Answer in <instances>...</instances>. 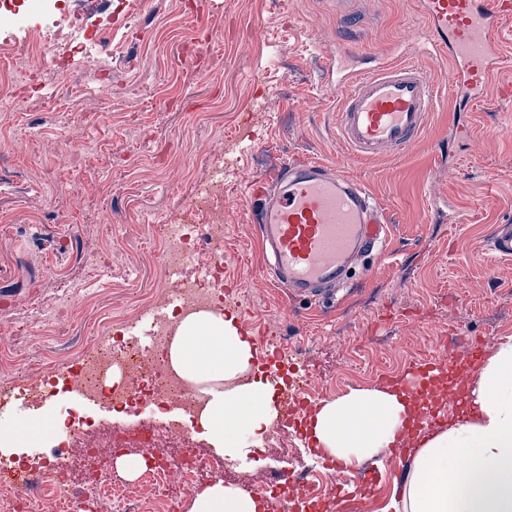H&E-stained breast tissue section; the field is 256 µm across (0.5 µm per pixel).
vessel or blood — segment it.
I'll use <instances>...</instances> for the list:
<instances>
[{
    "label": "vessel or blood",
    "instance_id": "vessel-or-blood-1",
    "mask_svg": "<svg viewBox=\"0 0 512 512\" xmlns=\"http://www.w3.org/2000/svg\"><path fill=\"white\" fill-rule=\"evenodd\" d=\"M433 50L452 66L453 91L463 105L512 96L502 80L512 57L502 48L512 25V0H417ZM354 52L337 51L327 69L342 92L340 138L362 158L403 154L425 130L436 105L433 82L413 63L391 62L367 70ZM248 195L260 204L259 232L271 280L296 297L314 298L344 284L356 261L384 253L388 225L367 187L321 161L285 166L273 180L251 183ZM494 258L512 259V225H498L491 237ZM457 359L435 357L426 369L396 377L393 388L431 405L428 424L444 414L425 377L456 372Z\"/></svg>",
    "mask_w": 512,
    "mask_h": 512
}]
</instances>
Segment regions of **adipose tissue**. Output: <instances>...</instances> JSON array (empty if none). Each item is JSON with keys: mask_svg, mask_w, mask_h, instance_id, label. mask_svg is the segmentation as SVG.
<instances>
[{"mask_svg": "<svg viewBox=\"0 0 512 512\" xmlns=\"http://www.w3.org/2000/svg\"><path fill=\"white\" fill-rule=\"evenodd\" d=\"M252 348L232 321L189 318L170 346V361L186 376L229 380L247 372ZM468 394L473 418L449 422L411 449V465L383 512H512V337L475 376ZM272 415V391L262 380L212 392L200 425L225 454L260 437ZM409 419L405 401L379 390H354L324 402L311 433L318 446L348 467L382 458ZM249 493L218 482L199 491L190 512H259Z\"/></svg>", "mask_w": 512, "mask_h": 512, "instance_id": "adipose-tissue-1", "label": "adipose tissue"}]
</instances>
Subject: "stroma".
I'll list each match as a JSON object with an SVG mask.
<instances>
[{"mask_svg":"<svg viewBox=\"0 0 512 512\" xmlns=\"http://www.w3.org/2000/svg\"><path fill=\"white\" fill-rule=\"evenodd\" d=\"M196 0H127L115 28L121 43L102 71V101L82 82L93 59L34 56L41 73L23 111L0 118V379L38 387L65 377L89 355L101 319L114 338L132 337L141 303L164 285L157 224L188 215L200 185L224 168V275L247 298L229 308L238 330L260 328L252 347L274 351L300 341L294 361L320 400L387 385V374L437 356L449 340L479 339L485 352L512 337V261L490 258V239L512 224V100L459 109L450 65L415 56L428 39L413 0H224L206 23ZM347 47L371 68L416 57L438 94L419 140L403 155H351L337 132L341 91L326 59ZM62 112H46L47 99ZM80 140L71 152L68 138ZM295 160H319L363 181L389 224L385 263L356 265L335 298L287 295L262 270L254 203L245 189ZM112 255V273L90 262ZM72 393L0 408V429L40 420L41 434L12 454L15 469L46 459L48 438ZM89 425L69 452L106 449L130 415L84 408ZM422 432L400 436L382 458L370 495L354 512H382ZM311 436L245 443L239 487L315 461Z\"/></svg>","mask_w":512,"mask_h":512,"instance_id":"obj_1","label":"stroma"}]
</instances>
